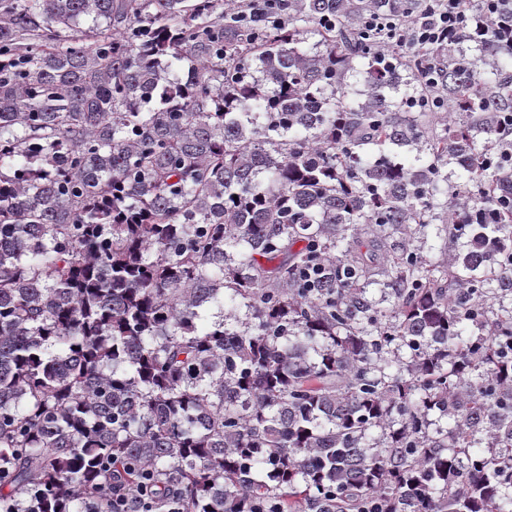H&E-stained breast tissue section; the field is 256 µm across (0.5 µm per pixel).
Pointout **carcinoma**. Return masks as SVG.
<instances>
[{"label":"carcinoma","instance_id":"1","mask_svg":"<svg viewBox=\"0 0 512 512\" xmlns=\"http://www.w3.org/2000/svg\"><path fill=\"white\" fill-rule=\"evenodd\" d=\"M408 8L0 0V512H512V0ZM427 11L401 19L372 12L358 25L365 38L379 39L383 48L448 45L474 20L470 0H427Z\"/></svg>","mask_w":512,"mask_h":512}]
</instances>
